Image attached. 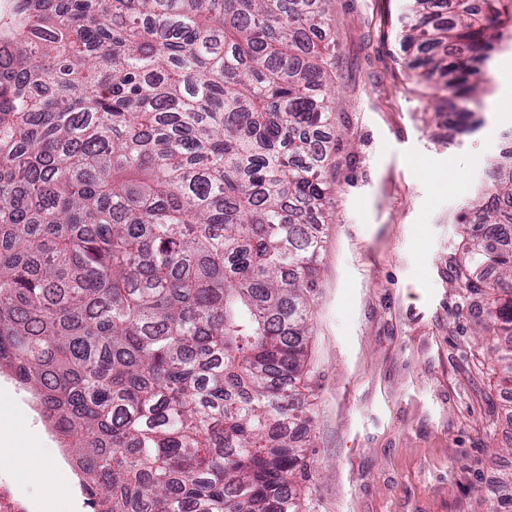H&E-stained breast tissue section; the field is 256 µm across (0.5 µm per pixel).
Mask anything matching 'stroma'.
I'll return each mask as SVG.
<instances>
[{
  "label": "stroma",
  "instance_id": "obj_1",
  "mask_svg": "<svg viewBox=\"0 0 512 512\" xmlns=\"http://www.w3.org/2000/svg\"><path fill=\"white\" fill-rule=\"evenodd\" d=\"M406 3L334 0L330 14L339 145L309 314L304 512H490L491 484L512 472V394L474 334L483 302L448 278L455 217L512 136V50L458 132L403 66ZM4 391L25 450L18 491L41 512H80L49 497L58 442L32 395L1 374Z\"/></svg>",
  "mask_w": 512,
  "mask_h": 512
}]
</instances>
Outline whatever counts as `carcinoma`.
<instances>
[{
	"mask_svg": "<svg viewBox=\"0 0 512 512\" xmlns=\"http://www.w3.org/2000/svg\"><path fill=\"white\" fill-rule=\"evenodd\" d=\"M6 2L0 369L99 512H300L333 0ZM399 39L467 130L512 0H411ZM488 178L449 277L512 386V148Z\"/></svg>",
	"mask_w": 512,
	"mask_h": 512,
	"instance_id": "1",
	"label": "carcinoma"
}]
</instances>
